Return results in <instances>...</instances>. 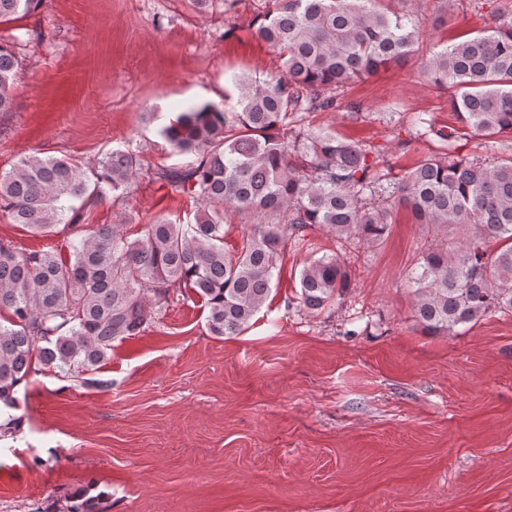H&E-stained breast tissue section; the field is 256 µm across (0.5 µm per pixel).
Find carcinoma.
Masks as SVG:
<instances>
[{
    "mask_svg": "<svg viewBox=\"0 0 512 512\" xmlns=\"http://www.w3.org/2000/svg\"><path fill=\"white\" fill-rule=\"evenodd\" d=\"M257 37L283 61L279 75L235 79L237 108L210 102L179 112L159 134L188 161L144 170L140 155L113 150L88 167L68 157L22 158L0 173V212L33 234L79 228L112 191L123 199L141 173L199 207L186 223L162 217L131 239L122 211L53 251L20 252L0 240V403L16 407V388L41 370L95 373L113 343L145 331L173 297L195 295L211 336L246 331L272 290L289 241L318 225L341 237L379 244L393 204L423 224L466 225L458 245L423 255L409 274L414 316L427 331L449 334L501 308L512 309V155L494 165L429 154L400 178L365 144L299 126L304 112L334 109L336 91L415 52L416 24L377 0H263ZM42 0H0V23L35 12ZM0 42V113L13 109L24 43ZM449 92L462 126L494 139L512 133V12L423 63ZM417 138L453 146L459 130L414 119ZM247 226L242 244L224 247V225ZM500 242L489 253L488 243ZM349 288L337 255L299 272V307L320 312Z\"/></svg>",
    "mask_w": 512,
    "mask_h": 512,
    "instance_id": "cac0c4a2",
    "label": "carcinoma"
}]
</instances>
